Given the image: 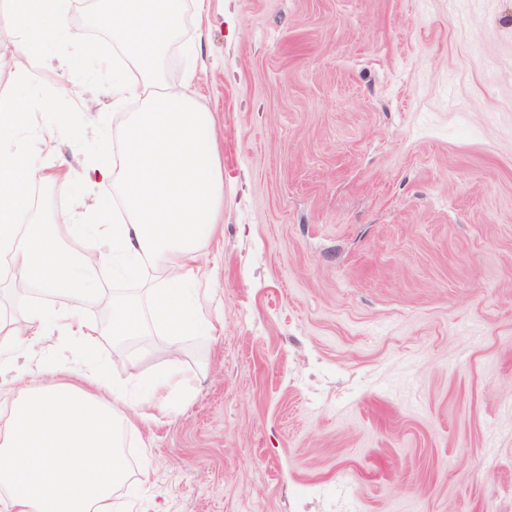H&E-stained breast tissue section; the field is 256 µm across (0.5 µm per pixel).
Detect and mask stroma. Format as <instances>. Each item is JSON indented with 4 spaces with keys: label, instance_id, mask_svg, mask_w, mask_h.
Listing matches in <instances>:
<instances>
[{
    "label": "stroma",
    "instance_id": "stroma-1",
    "mask_svg": "<svg viewBox=\"0 0 512 512\" xmlns=\"http://www.w3.org/2000/svg\"><path fill=\"white\" fill-rule=\"evenodd\" d=\"M192 70L223 334L155 328L115 367L99 304L85 352L55 337L16 368L105 363L133 393L175 370L128 435L125 512H512V0H187L163 80ZM30 74L113 131L138 107L58 56ZM46 158L74 175L31 190L57 216L87 158L62 137ZM99 281L145 306L165 273Z\"/></svg>",
    "mask_w": 512,
    "mask_h": 512
}]
</instances>
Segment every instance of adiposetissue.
Returning <instances> with one entry per match:
<instances>
[{
    "label": "adipose tissue",
    "mask_w": 512,
    "mask_h": 512,
    "mask_svg": "<svg viewBox=\"0 0 512 512\" xmlns=\"http://www.w3.org/2000/svg\"><path fill=\"white\" fill-rule=\"evenodd\" d=\"M184 9L183 0H100L85 18L87 27L110 31L142 74L112 88L116 101L142 102L127 116L117 164L105 157L110 137L103 133L83 172L86 191L112 199L118 215L88 208L78 196L54 223L31 218L30 190L50 175L15 139L30 125L28 102L0 98V258L23 270L35 295L70 301L59 310L31 306L22 323L0 316V371L13 367L19 342L33 348L51 336L82 342L84 312L102 298L97 279L107 264L125 279L138 278L148 261L167 272L165 287L151 290L148 308L126 296L113 298L110 335H142L149 320L169 336L215 335L195 282L216 274L201 265L200 242L224 233L217 140L188 86L166 88L158 76ZM104 231L112 238L108 254L94 246ZM57 372L61 381L52 386L31 369L0 386V402L10 408L0 422V491L10 512H115L113 494L127 474L124 438L151 419L173 377L151 379L133 407L120 385L80 366L62 364Z\"/></svg>",
    "instance_id": "obj_1"
}]
</instances>
